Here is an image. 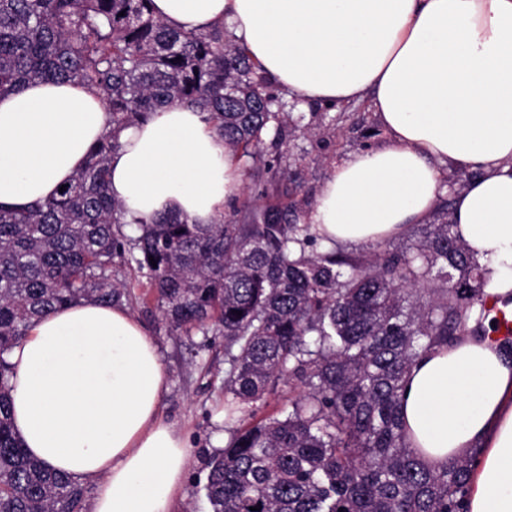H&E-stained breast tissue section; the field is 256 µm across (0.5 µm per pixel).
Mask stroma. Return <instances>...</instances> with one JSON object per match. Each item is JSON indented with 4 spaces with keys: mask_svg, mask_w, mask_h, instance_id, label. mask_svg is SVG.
<instances>
[{
    "mask_svg": "<svg viewBox=\"0 0 512 512\" xmlns=\"http://www.w3.org/2000/svg\"><path fill=\"white\" fill-rule=\"evenodd\" d=\"M289 112L316 124L318 135L296 136L284 149L282 165L298 190V217L313 209L333 167L351 154L375 149L387 141L378 115L369 103L349 105L347 111L322 103H289ZM119 278L132 292L128 311L143 322L155 341L167 373L168 390L162 403L165 418L186 436L190 460L176 512H211L203 486L207 454L224 448V372L228 368L224 339L214 335L170 336L158 327L154 292L137 268L120 266Z\"/></svg>",
    "mask_w": 512,
    "mask_h": 512,
    "instance_id": "35a3bbf8",
    "label": "stroma"
}]
</instances>
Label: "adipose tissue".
<instances>
[{"instance_id":"1","label":"adipose tissue","mask_w":512,"mask_h":512,"mask_svg":"<svg viewBox=\"0 0 512 512\" xmlns=\"http://www.w3.org/2000/svg\"><path fill=\"white\" fill-rule=\"evenodd\" d=\"M182 30L224 26L289 97L369 102L384 145L336 165L308 221L324 245L380 244L439 196L486 293L512 298V0H153ZM109 115L82 86L0 97V208L49 198L85 164ZM110 190L127 223L173 213L212 224L241 195L237 156L208 113L172 105L120 135ZM472 171L447 189L442 168ZM27 453L95 480L91 512H172L188 443L161 415L167 375L126 308L85 300L34 320L9 355ZM404 432L425 462L472 461L468 512H512V361L466 336L413 365Z\"/></svg>"}]
</instances>
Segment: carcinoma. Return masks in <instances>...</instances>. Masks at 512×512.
I'll return each mask as SVG.
<instances>
[{"mask_svg": "<svg viewBox=\"0 0 512 512\" xmlns=\"http://www.w3.org/2000/svg\"><path fill=\"white\" fill-rule=\"evenodd\" d=\"M39 81L96 92L110 129L63 192L0 208V512H86L88 487L15 436L8 356L58 308L131 300L118 258L150 279L167 334L224 337L229 439L207 462L212 512H467L471 460L428 467L401 415L416 359L486 335L485 272L449 216L405 250L307 253L310 225L260 203L292 192L263 150L268 128L289 123L287 103L224 27L173 29L152 0H0V95ZM171 104L210 113L266 184L214 224L151 218L130 237L108 162L123 129ZM285 384L295 397L256 418Z\"/></svg>", "mask_w": 512, "mask_h": 512, "instance_id": "1", "label": "carcinoma"}]
</instances>
